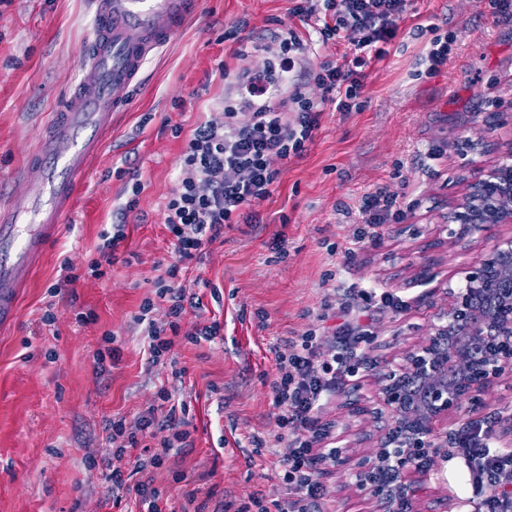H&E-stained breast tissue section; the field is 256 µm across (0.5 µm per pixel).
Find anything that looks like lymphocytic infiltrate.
<instances>
[{
  "label": "lymphocytic infiltrate",
  "mask_w": 512,
  "mask_h": 512,
  "mask_svg": "<svg viewBox=\"0 0 512 512\" xmlns=\"http://www.w3.org/2000/svg\"><path fill=\"white\" fill-rule=\"evenodd\" d=\"M409 0H296L295 16L319 17L322 43L335 42L343 33L356 32L357 40L343 62L325 60L312 64L309 47L293 29L279 30L273 37L263 70L240 67L234 90L224 97L220 117L196 127L184 146L175 188L165 205V222L174 238L176 263L157 277L156 300L144 301L141 320L153 362L170 355L180 323L193 296L177 282L178 265L195 258L205 246L224 234V227L237 223L247 207L270 196L279 172L273 159L302 155L321 126L324 102L337 111L358 106L366 72L382 59L395 37L396 22L407 11ZM315 83L320 99L308 97L303 87ZM168 304L167 320L159 323L150 314L155 301ZM316 331L288 341L276 351L277 375L270 384L274 405L280 409V426L288 432V453L279 464L277 477L283 488L280 499L255 496L256 512H322L328 490L319 481L322 467L335 455L323 447L325 434L318 426V413L345 377L354 371L353 337H345L340 354H326ZM134 424L115 419L109 424L102 462L109 469L115 501L125 494L138 495L146 512H191L189 504L175 508L169 497L145 480L129 487L121 468L112 464L141 447L146 437L160 441L147 457L136 460L138 471L161 468L171 450L188 446L189 422L172 404L168 389H160ZM463 457L465 485L475 512H512V497L499 495L493 481L512 477V451L491 448L483 433L466 442Z\"/></svg>",
  "instance_id": "obj_1"
}]
</instances>
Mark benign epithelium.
Wrapping results in <instances>:
<instances>
[{
  "mask_svg": "<svg viewBox=\"0 0 512 512\" xmlns=\"http://www.w3.org/2000/svg\"><path fill=\"white\" fill-rule=\"evenodd\" d=\"M441 248L481 239L490 227L512 225V139L482 178L448 211ZM463 285L445 289L446 304L423 344L402 364L375 378L376 414L391 424L359 463L356 477L372 512H423L431 458L447 460L462 447L466 428L493 422L470 419L490 384L512 378V232L500 236L461 270ZM463 414L459 427L448 417Z\"/></svg>",
  "mask_w": 512,
  "mask_h": 512,
  "instance_id": "obj_1",
  "label": "benign epithelium"
}]
</instances>
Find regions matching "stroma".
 Returning a JSON list of instances; mask_svg holds the SVG:
<instances>
[{
    "label": "stroma",
    "instance_id": "obj_1",
    "mask_svg": "<svg viewBox=\"0 0 512 512\" xmlns=\"http://www.w3.org/2000/svg\"><path fill=\"white\" fill-rule=\"evenodd\" d=\"M292 6L201 0L197 15L146 62L129 109L113 120L73 211L24 289L16 321L0 327V512H139L134 498L114 503L96 459L107 423L134 422L164 387L187 402L192 443L149 474L135 471L131 457L118 460L129 484L152 478L173 506L191 498L203 512H240L257 495L281 498L277 461L288 442L270 389L275 351L309 329L320 330L327 353L344 329H355L361 354L357 375L319 413L325 446L355 457L384 428L367 411L374 376L426 339L444 288L459 283L476 255L435 249L446 235L443 215L480 159H497L496 143L512 138V12L494 13L491 0H412L387 57L368 72L363 106H326L306 152L277 162L279 179L253 207L252 222L225 227L222 241L182 263L179 278L200 305L186 311L174 361L150 363L137 321L174 259L164 205L187 139L224 99L219 66H236L233 54L242 50L261 68L259 46L282 25L315 37L314 20L292 16ZM240 20L245 30L227 38ZM431 25L453 44L447 65L428 77ZM91 36L90 0H0V193L18 189L15 173ZM470 140L482 141L486 157L467 149ZM379 189L398 194L404 216L372 235L358 206ZM133 196L138 206L115 261L105 277H90L102 233ZM67 261L77 279L66 285ZM426 266L430 282L412 284ZM386 292L406 308L387 307ZM48 310L50 325L42 320ZM215 320L223 338L188 342V332ZM110 336L121 350L115 364L96 359ZM177 366L186 371L180 385ZM256 435L271 448L255 453ZM320 479L330 493L327 512H370L347 468L326 465Z\"/></svg>",
    "mask_w": 512,
    "mask_h": 512
}]
</instances>
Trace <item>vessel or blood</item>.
<instances>
[{"mask_svg": "<svg viewBox=\"0 0 512 512\" xmlns=\"http://www.w3.org/2000/svg\"><path fill=\"white\" fill-rule=\"evenodd\" d=\"M198 0H94L82 75L53 111L20 179V205L0 207V321L13 319L23 288L77 197L88 161L124 111L146 60L196 12Z\"/></svg>", "mask_w": 512, "mask_h": 512, "instance_id": "1", "label": "vessel or blood"}]
</instances>
